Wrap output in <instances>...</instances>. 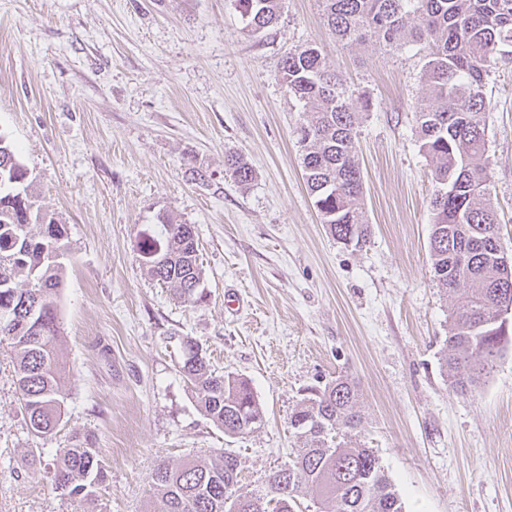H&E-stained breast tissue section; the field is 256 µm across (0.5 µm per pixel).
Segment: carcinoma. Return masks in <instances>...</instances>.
Instances as JSON below:
<instances>
[{
  "label": "carcinoma",
  "instance_id": "carcinoma-1",
  "mask_svg": "<svg viewBox=\"0 0 512 512\" xmlns=\"http://www.w3.org/2000/svg\"><path fill=\"white\" fill-rule=\"evenodd\" d=\"M254 32L275 24L282 0H236ZM328 27L342 41H373L394 50L428 44L423 78L428 95L416 104L420 149L430 158L433 195L430 255L438 284L464 300L448 313L441 367L465 394L486 381L509 338L493 309L512 305V268L498 261L489 242L497 226L491 199L486 138V78L512 47V0H319ZM418 17L420 27L408 26ZM279 79L302 103L295 133L302 148L306 184L332 237L354 248L371 236L362 206L363 179L356 150L358 113L335 70L318 48L303 45L283 59ZM224 172L241 186L254 173L239 154L224 157ZM13 143L0 134V336L16 361L15 388L28 431L50 437L62 418L63 362L56 299L62 283L67 227L42 224L34 177ZM41 224L35 231L32 225ZM142 265L183 303L200 300L201 280L194 228L171 221L141 244ZM194 342L184 339L181 373L198 405L228 436L242 423L263 421L244 378L217 374ZM363 414L355 382L344 376L314 388L294 406L290 424L301 446L288 463L271 469L263 489H243L241 462L233 452L157 464L149 486L160 512H281L313 497L315 512H403L400 497L376 451L361 440ZM107 478L99 449L88 436L56 451L55 489L77 503L94 499Z\"/></svg>",
  "mask_w": 512,
  "mask_h": 512
}]
</instances>
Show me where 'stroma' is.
<instances>
[{"label":"stroma","mask_w":512,"mask_h":512,"mask_svg":"<svg viewBox=\"0 0 512 512\" xmlns=\"http://www.w3.org/2000/svg\"><path fill=\"white\" fill-rule=\"evenodd\" d=\"M305 44L359 114L372 224L359 250L331 236L303 178L302 106L278 67ZM427 52L339 41L317 0H283L258 34L235 0H0V134L68 228L66 396L50 440L28 432L0 341V512H72L52 452L76 434L108 471L93 512H151L155 465L223 450L260 488L297 445L294 405L341 375L358 385L364 442L404 512H512V343L471 392L440 367L454 298L432 270V164L414 114ZM486 96L492 200L512 258V55ZM229 153L252 168L249 185L226 176ZM167 218L195 230L194 305L140 262V241ZM185 336L213 369L250 382L258 430L227 437L200 410L180 373Z\"/></svg>","instance_id":"35a3bbf8"}]
</instances>
